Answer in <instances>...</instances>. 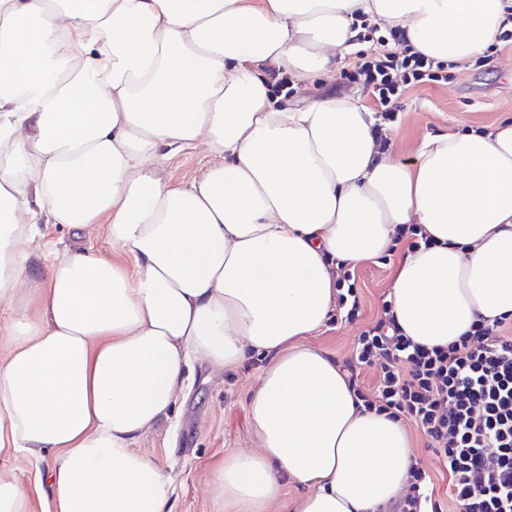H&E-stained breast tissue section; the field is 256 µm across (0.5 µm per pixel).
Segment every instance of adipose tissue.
I'll return each instance as SVG.
<instances>
[{
	"mask_svg": "<svg viewBox=\"0 0 512 512\" xmlns=\"http://www.w3.org/2000/svg\"><path fill=\"white\" fill-rule=\"evenodd\" d=\"M367 16L438 62L512 28V0H0V455L52 457L53 512H172L135 443L171 417L199 360L268 356L249 404L258 448L224 460L225 512H377L413 465L401 422L364 410L306 338L330 318L337 262H398L396 321L447 346L512 315V118L388 160L373 112L308 82ZM205 144L187 185L162 157ZM72 230L58 247L47 228ZM103 234L133 270L85 245ZM304 486L285 498V481Z\"/></svg>",
	"mask_w": 512,
	"mask_h": 512,
	"instance_id": "ef3b65f1",
	"label": "adipose tissue"
}]
</instances>
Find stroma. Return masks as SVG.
<instances>
[{"label": "stroma", "mask_w": 512, "mask_h": 512, "mask_svg": "<svg viewBox=\"0 0 512 512\" xmlns=\"http://www.w3.org/2000/svg\"><path fill=\"white\" fill-rule=\"evenodd\" d=\"M353 55L338 60L335 70L308 83L291 84L288 75L273 81L276 97L302 103L335 91L342 69ZM454 79L414 87L400 99L398 116L390 123L385 157L414 165L424 138L447 132L492 130L512 115V43H500L492 62L458 63ZM294 93H287V85ZM210 160L204 145L162 160L159 174L173 183H188L203 173ZM405 244L389 259L373 258L357 264L356 286L361 305L358 316L328 321L307 337L341 366L355 360L358 339L377 318L383 300L391 298L394 270ZM267 363L261 355L249 357L233 370H215L193 364L190 385L179 398L170 422L142 435L137 448L151 455L171 479L173 512H215L211 481L225 457L251 452L257 446L248 415L249 401Z\"/></svg>", "instance_id": "1"}]
</instances>
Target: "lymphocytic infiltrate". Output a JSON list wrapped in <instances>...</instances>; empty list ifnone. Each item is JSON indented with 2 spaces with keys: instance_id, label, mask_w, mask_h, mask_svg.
I'll return each mask as SVG.
<instances>
[{
  "instance_id": "lymphocytic-infiltrate-1",
  "label": "lymphocytic infiltrate",
  "mask_w": 512,
  "mask_h": 512,
  "mask_svg": "<svg viewBox=\"0 0 512 512\" xmlns=\"http://www.w3.org/2000/svg\"><path fill=\"white\" fill-rule=\"evenodd\" d=\"M369 45L342 77L362 88L395 121L398 99L411 87L438 82L444 66L408 44L402 33L381 34L362 20ZM504 319L474 325L445 347L428 348L405 336L391 301L358 340L357 360L383 363L378 384L355 396L368 411L414 425L448 473L447 496L455 512H512V336ZM392 512H443L431 479L411 468L405 495Z\"/></svg>"
}]
</instances>
